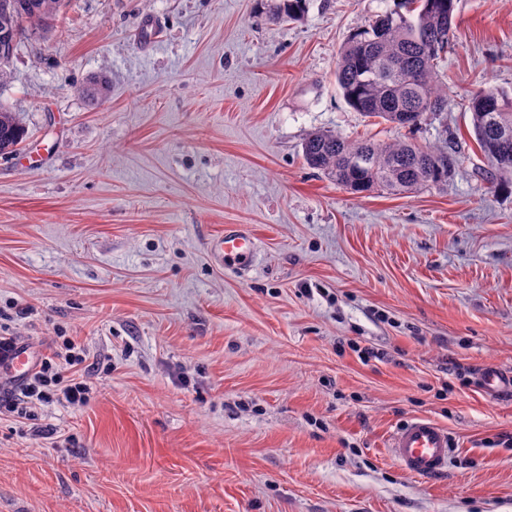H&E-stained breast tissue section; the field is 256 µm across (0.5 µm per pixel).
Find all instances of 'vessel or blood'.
Listing matches in <instances>:
<instances>
[{
  "label": "vessel or blood",
  "mask_w": 512,
  "mask_h": 512,
  "mask_svg": "<svg viewBox=\"0 0 512 512\" xmlns=\"http://www.w3.org/2000/svg\"><path fill=\"white\" fill-rule=\"evenodd\" d=\"M207 249L220 265L240 271L249 270L257 255L258 240L244 224H229L223 233L210 238ZM36 356L24 344L17 345L4 366L16 381L27 377L35 368ZM391 448L403 471L415 477H433L445 472L450 453V437L446 428L435 421L416 417L399 428Z\"/></svg>",
  "instance_id": "obj_1"
}]
</instances>
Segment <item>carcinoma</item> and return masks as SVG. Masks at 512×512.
Here are the masks:
<instances>
[{"mask_svg":"<svg viewBox=\"0 0 512 512\" xmlns=\"http://www.w3.org/2000/svg\"><path fill=\"white\" fill-rule=\"evenodd\" d=\"M64 0H0V57L14 54L26 30L44 31ZM457 0H396V8L358 28L341 49L336 84L345 102L366 117L415 128L429 114L448 110L451 97L440 79L456 27ZM306 0H277L276 21L304 18ZM475 141L489 161L485 180L493 187L512 177V95L479 88L466 99ZM24 138L16 116L0 108V156L14 153ZM303 156L353 195L412 194L448 183L456 164L448 140L435 146L414 141L350 140L331 131L314 132Z\"/></svg>","mask_w":512,"mask_h":512,"instance_id":"1","label":"carcinoma"}]
</instances>
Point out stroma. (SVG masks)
<instances>
[{"mask_svg":"<svg viewBox=\"0 0 512 512\" xmlns=\"http://www.w3.org/2000/svg\"><path fill=\"white\" fill-rule=\"evenodd\" d=\"M65 0L22 39L0 108V325L88 356L87 404L0 414V512H512V190L491 188L474 89L512 93V0H457L447 112L410 131L352 110L341 48L394 0ZM156 19L159 40L143 44ZM108 91L92 103L91 78ZM447 140V185L352 195L307 136ZM247 224L258 261L207 242ZM445 426V474L391 453ZM55 435H45V428ZM306 0H278L271 9V18L276 21L295 22L305 15ZM24 138V130L16 116L0 108V156L13 154ZM207 249L218 264L246 271L256 259L258 240L249 226L228 224L224 233L208 240ZM480 385L488 393H498L502 386L510 385L512 389V374L511 376L504 374L498 368L488 366L480 374ZM448 430L425 417H415L399 428L391 448L403 471L415 477H433L448 468Z\"/></svg>","mask_w":512,"mask_h":512,"instance_id":"stroma-1","label":"stroma"}]
</instances>
